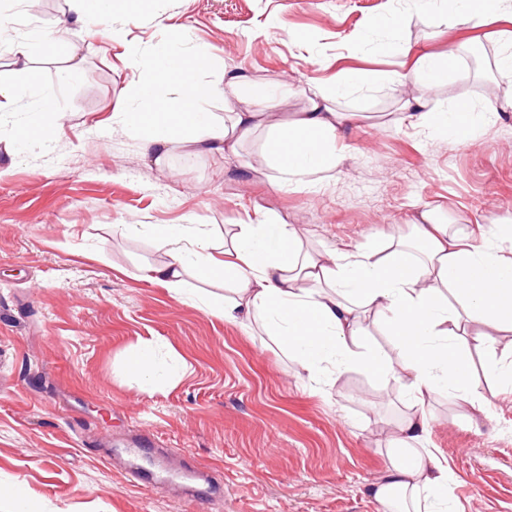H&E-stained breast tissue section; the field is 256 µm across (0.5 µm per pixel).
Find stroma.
Instances as JSON below:
<instances>
[{"instance_id":"stroma-1","label":"stroma","mask_w":512,"mask_h":512,"mask_svg":"<svg viewBox=\"0 0 512 512\" xmlns=\"http://www.w3.org/2000/svg\"><path fill=\"white\" fill-rule=\"evenodd\" d=\"M437 0H136L133 20L79 22L70 0H0V81L20 89L0 123V512H387L371 489L389 467L391 434L408 410L396 379L354 368L312 384L298 358L259 325L204 311L224 283L189 273L187 301L142 271L166 261L155 224L210 225L223 246L260 217L297 226L309 247H369L407 232L420 211L474 235L512 222V72L492 66L512 41V8L490 0L478 25L445 26ZM47 35L26 68L13 34ZM137 54H130V47ZM207 50L205 81L245 75L313 89L361 118L347 159L317 187L279 189L237 162L175 151L155 165L112 119L134 94L135 58L167 64ZM82 68L68 77L71 52ZM454 52L434 91L398 82L421 56ZM442 112L461 96L498 119L466 140L413 126L405 101ZM47 125V140L17 134ZM135 225L132 233L115 232ZM151 350L161 377L128 360ZM472 387L490 397L465 418L447 394L427 408V447L455 473L458 512H512V391L470 353ZM155 435L142 464L203 468L220 489L159 492L133 478L128 448Z\"/></svg>"}]
</instances>
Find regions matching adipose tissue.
I'll use <instances>...</instances> for the list:
<instances>
[{
	"mask_svg": "<svg viewBox=\"0 0 512 512\" xmlns=\"http://www.w3.org/2000/svg\"><path fill=\"white\" fill-rule=\"evenodd\" d=\"M208 57L196 53L173 60L165 69L140 63L137 108L116 105L113 119L132 135L145 138L155 164L178 148L205 144L207 152L239 157L257 131H265L266 166L256 175L276 171L275 186H315L318 173L343 165L340 143L353 114L337 110L333 92H314L309 111L292 122L275 123L266 111L271 95L287 97L288 87L270 90L240 75L224 83L198 79ZM231 92L239 105L229 123L208 122L207 100ZM496 112H475L464 99L445 112L414 113L417 126L474 135L495 120ZM166 263L146 268L145 280L182 299L190 270L230 283L231 301H212L208 314L234 320L257 319L305 365L311 379L341 375L360 367L378 378L402 382L414 410L398 425L394 462L373 489L382 502L398 497L418 512H452L449 490L453 471L424 447L431 395L482 410L483 397L469 384L467 351L489 348L512 334V257L486 236L477 238L420 212L409 233L388 236L380 246L308 249L296 227L265 220L241 224L230 238L228 259L218 258L204 225L154 229ZM384 323L397 355L363 343L370 319Z\"/></svg>",
	"mask_w": 512,
	"mask_h": 512,
	"instance_id": "ef3b65f1",
	"label": "adipose tissue"
}]
</instances>
